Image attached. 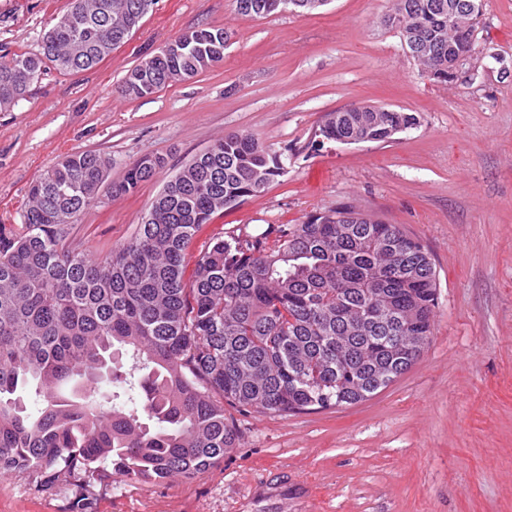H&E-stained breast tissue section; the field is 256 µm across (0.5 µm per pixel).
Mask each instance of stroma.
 <instances>
[{
	"label": "stroma",
	"mask_w": 512,
	"mask_h": 512,
	"mask_svg": "<svg viewBox=\"0 0 512 512\" xmlns=\"http://www.w3.org/2000/svg\"><path fill=\"white\" fill-rule=\"evenodd\" d=\"M70 0H0V59L38 53ZM390 0L238 14L234 0H157L98 66L47 70L0 109V224L22 221L32 181L93 150L120 182L144 156L163 168L81 213L73 245L101 257L126 243L176 170L231 132L251 134L285 171L215 213L188 253L227 229L300 224L341 205L400 225L429 250L439 288L432 342L362 403L294 416L234 414L241 434L194 480L123 475L92 512H512V0H483L472 56L434 81L383 23ZM224 27V59L144 99L126 75L183 32ZM354 103L414 113L385 143L322 142L327 114ZM0 512H69L67 496L0 476Z\"/></svg>",
	"instance_id": "1"
}]
</instances>
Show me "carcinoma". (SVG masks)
Instances as JSON below:
<instances>
[{
    "label": "carcinoma",
    "instance_id": "1",
    "mask_svg": "<svg viewBox=\"0 0 512 512\" xmlns=\"http://www.w3.org/2000/svg\"><path fill=\"white\" fill-rule=\"evenodd\" d=\"M238 13H313L314 0H234ZM466 0H393L405 43L448 82V50H470L479 14ZM155 0H72L38 53L0 61V109L25 99L29 74L88 70L112 53ZM229 34L182 33L118 87L148 97L224 59ZM416 115L357 105L333 112L325 139L388 142ZM164 159L134 162L114 193L151 180ZM110 159L73 152L28 189L23 221L0 224V474L74 487L88 512L112 472L160 485L193 480L239 447L224 405L280 415L356 405L408 372L429 347L435 265L399 225L350 207L258 234L229 230L195 258L200 225L263 192L283 165L252 136L229 133L163 186L127 243L99 259L71 247L75 218L101 203Z\"/></svg>",
    "mask_w": 512,
    "mask_h": 512
}]
</instances>
